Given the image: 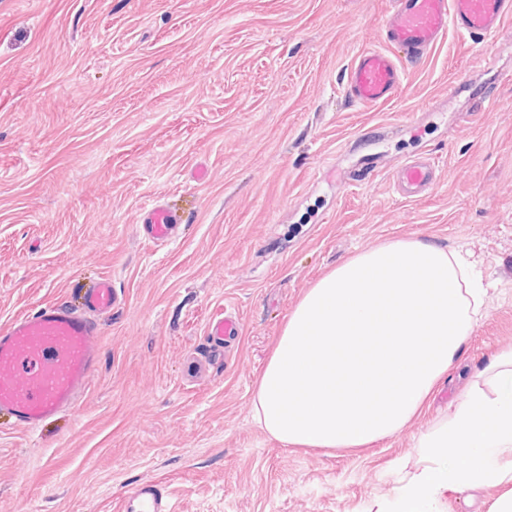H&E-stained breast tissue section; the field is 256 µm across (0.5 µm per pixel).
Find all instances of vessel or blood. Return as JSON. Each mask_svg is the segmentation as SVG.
Segmentation results:
<instances>
[{"instance_id": "vessel-or-blood-1", "label": "vessel or blood", "mask_w": 512, "mask_h": 512, "mask_svg": "<svg viewBox=\"0 0 512 512\" xmlns=\"http://www.w3.org/2000/svg\"><path fill=\"white\" fill-rule=\"evenodd\" d=\"M512 21V0H391L383 22L368 37L373 47L354 58L345 78L346 98L374 107L392 100L407 68L424 62L449 32L481 46ZM438 165L431 156L402 163L395 184L405 197L419 199L433 188ZM177 216L155 204L143 219L148 240L174 236ZM117 298L104 277L88 288L81 308L58 299L0 325V412L15 425L34 429L75 409L100 358L101 319ZM120 512H172L161 485L144 482L120 502Z\"/></svg>"}]
</instances>
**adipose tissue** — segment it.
<instances>
[{
	"mask_svg": "<svg viewBox=\"0 0 512 512\" xmlns=\"http://www.w3.org/2000/svg\"><path fill=\"white\" fill-rule=\"evenodd\" d=\"M488 287L457 249L393 239L306 288L257 380L252 418L295 448L355 450L394 437L459 366ZM396 475L393 512H435L449 490L499 489L512 512V345L473 373Z\"/></svg>",
	"mask_w": 512,
	"mask_h": 512,
	"instance_id": "obj_1",
	"label": "adipose tissue"
}]
</instances>
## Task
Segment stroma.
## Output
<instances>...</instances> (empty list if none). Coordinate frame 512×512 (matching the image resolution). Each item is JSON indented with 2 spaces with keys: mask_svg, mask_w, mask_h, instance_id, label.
I'll return each mask as SVG.
<instances>
[{
  "mask_svg": "<svg viewBox=\"0 0 512 512\" xmlns=\"http://www.w3.org/2000/svg\"><path fill=\"white\" fill-rule=\"evenodd\" d=\"M389 0H0V324L101 276L118 302L76 416L0 414V512H117L162 485L172 512H376L392 463L512 344V24L449 34L389 103L342 93ZM495 83L483 111L460 81ZM439 178L402 197L401 162ZM374 177L357 184L364 166ZM203 178H196L197 169ZM180 220L157 246L154 203ZM426 238L498 285L459 368L398 435L290 448L252 420L303 292L359 250ZM238 336H208L224 311ZM438 170L435 159L426 153L421 159L402 163L396 170L395 184L406 198L419 199L433 188Z\"/></svg>",
  "mask_w": 512,
  "mask_h": 512,
  "instance_id": "stroma-1",
  "label": "stroma"
}]
</instances>
